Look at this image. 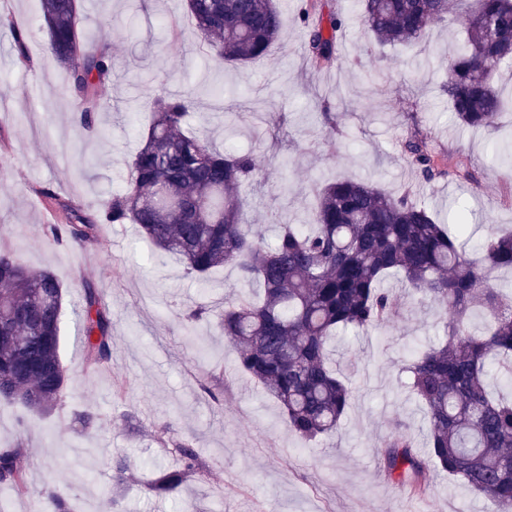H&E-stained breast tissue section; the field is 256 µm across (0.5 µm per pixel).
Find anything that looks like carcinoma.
I'll list each match as a JSON object with an SVG mask.
<instances>
[{"instance_id": "cac0c4a2", "label": "carcinoma", "mask_w": 512, "mask_h": 512, "mask_svg": "<svg viewBox=\"0 0 512 512\" xmlns=\"http://www.w3.org/2000/svg\"><path fill=\"white\" fill-rule=\"evenodd\" d=\"M361 21L380 45L406 46L450 13L464 15L466 44L448 60L442 84L462 128H497L501 102L493 83L500 65L512 61V0H359ZM49 49L69 71V90L79 102L80 123L90 129L100 89L112 81V51L101 38L83 48L77 0H41ZM318 0L299 14L308 60L315 69L335 60L336 35L345 27L336 13L327 24L308 18ZM186 10L207 40L209 57L233 67L262 58L279 39L283 17L277 0H186ZM191 100H159L148 132L128 168L125 190L96 215L40 190L49 214L46 237L83 249H105L106 224H135L155 248L176 256L185 273L206 281L215 268L232 265L257 281L262 298L224 302L219 323L238 350L240 370L279 405L288 429L315 439L336 431L350 388L329 365L328 341L338 332L367 329L397 316L390 276L443 305L451 314L445 337L406 360V388L429 419L426 449L412 434L395 430L381 456L388 477L417 490L443 473L480 493L494 512H512V383L508 395H493L492 366L512 376V285L495 273L512 269V231L490 230L470 256L469 224L460 218L449 233L434 213L406 188L394 195L369 181L338 180L316 188L308 224H283L268 245L243 221L237 187L253 182L262 157L250 149L222 152L185 131ZM406 165L430 183L453 180L479 186L480 171L457 151L437 147L416 127L401 144ZM480 307L492 319L473 333L469 312ZM63 287L47 271L22 264L0 248V402L30 412H50L63 397L66 376L60 358ZM86 360H109L110 321L100 293L84 284L80 314ZM179 466L148 484L155 497H169L204 470L192 444H174ZM20 449L0 448V483L32 493L18 464ZM127 458L112 459V480L124 485ZM37 495L51 512H71L59 492Z\"/></svg>"}]
</instances>
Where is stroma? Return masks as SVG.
Segmentation results:
<instances>
[{
    "mask_svg": "<svg viewBox=\"0 0 512 512\" xmlns=\"http://www.w3.org/2000/svg\"><path fill=\"white\" fill-rule=\"evenodd\" d=\"M279 7L280 41L263 60L235 68L209 58L184 0H79L83 42L109 36L115 64L88 131L76 121L68 74L48 49L41 0H0V246L62 284L66 374L64 396L49 414L0 405V448H20L34 489L20 495L0 485V512H37L35 490L47 484L76 512H489L482 495L447 475L412 497L379 470V453L397 426L409 425L420 440L428 432L403 366L415 349L442 338L447 316L435 303L389 280L402 301L395 322L332 339L333 364L351 377L350 407L336 433L308 440L287 429L277 403L239 369L214 317L191 331L181 319L187 307L217 311L254 294L255 284L235 267L197 283L133 224L106 226L101 251L56 244L42 233L40 189L96 212L125 188L153 100L170 94L192 98V131L210 135L218 149L262 155L260 177L239 197L245 223L263 225L267 240L279 225L308 221L316 186L366 179L397 194L417 183L399 150L416 126L483 171L480 187L464 192L436 181L418 201L442 222L457 203L477 239L491 227H512V206L499 201L512 185V159L491 158L494 138L512 150V112L496 134L460 128L440 88L443 67L423 66L462 48L461 15L394 49L367 36L358 0H322L323 13H342L348 23L332 67L315 70L298 20L301 0H279ZM19 30L24 65L16 60ZM87 282L102 293L112 322L111 360L100 369L87 364L78 331ZM85 411L97 414L93 427L83 425ZM183 439L199 450L203 475L175 496L149 495L145 481L176 463L167 442ZM118 452L139 475L120 492L112 481Z\"/></svg>",
    "mask_w": 512,
    "mask_h": 512,
    "instance_id": "35a3bbf8",
    "label": "stroma"
}]
</instances>
